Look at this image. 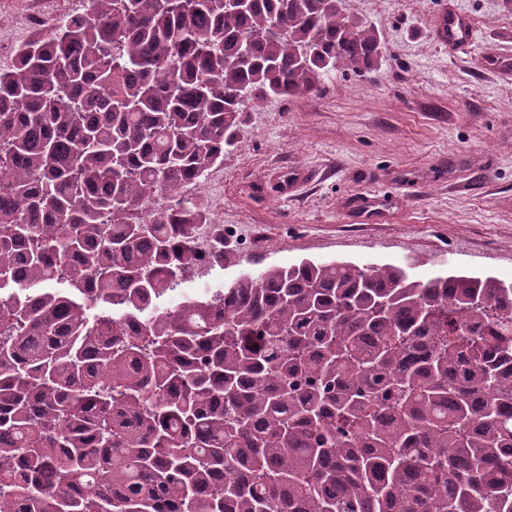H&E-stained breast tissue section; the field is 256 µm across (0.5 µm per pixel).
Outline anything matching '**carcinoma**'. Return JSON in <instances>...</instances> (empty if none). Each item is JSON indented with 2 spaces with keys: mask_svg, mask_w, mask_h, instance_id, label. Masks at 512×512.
<instances>
[{
  "mask_svg": "<svg viewBox=\"0 0 512 512\" xmlns=\"http://www.w3.org/2000/svg\"><path fill=\"white\" fill-rule=\"evenodd\" d=\"M382 42L344 0H89L0 71V512H512V282L239 263L247 113Z\"/></svg>",
  "mask_w": 512,
  "mask_h": 512,
  "instance_id": "cac0c4a2",
  "label": "carcinoma"
}]
</instances>
